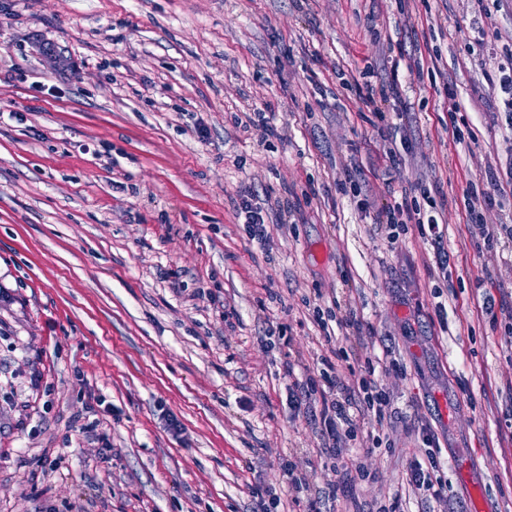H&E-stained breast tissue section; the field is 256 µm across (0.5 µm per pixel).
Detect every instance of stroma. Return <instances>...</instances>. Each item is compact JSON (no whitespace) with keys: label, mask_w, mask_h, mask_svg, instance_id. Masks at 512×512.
I'll use <instances>...</instances> for the list:
<instances>
[{"label":"stroma","mask_w":512,"mask_h":512,"mask_svg":"<svg viewBox=\"0 0 512 512\" xmlns=\"http://www.w3.org/2000/svg\"><path fill=\"white\" fill-rule=\"evenodd\" d=\"M511 61L512 0H0V512H512V240L464 207L512 225ZM427 189L443 271L378 220ZM245 191L285 205L264 241ZM345 303L355 350L315 319ZM324 355L386 396L368 478L325 451ZM481 200L479 198L477 188H471L468 192V207L467 211L469 214V218L472 222L473 228L478 230L481 236H484L485 239L490 241L497 237L498 231L493 227V225H488L484 221V217L482 212L480 211ZM252 198L242 199L240 206V214H245L244 224H248L250 227L253 238H257L262 241L265 233V217L267 216L268 209L252 202ZM409 484L414 486L417 490H422L424 493L428 492L431 497L438 498L442 493V486L435 484L431 479L429 468H423L420 461H413L409 473Z\"/></svg>","instance_id":"stroma-1"}]
</instances>
